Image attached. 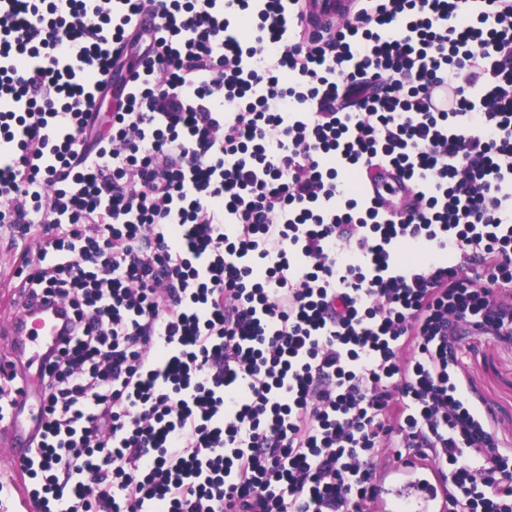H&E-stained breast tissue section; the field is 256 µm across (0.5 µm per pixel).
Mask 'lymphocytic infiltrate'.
<instances>
[{
  "instance_id": "lymphocytic-infiltrate-1",
  "label": "lymphocytic infiltrate",
  "mask_w": 512,
  "mask_h": 512,
  "mask_svg": "<svg viewBox=\"0 0 512 512\" xmlns=\"http://www.w3.org/2000/svg\"><path fill=\"white\" fill-rule=\"evenodd\" d=\"M380 162L418 210L354 189ZM2 234L72 319L36 512H378L394 455L512 512L457 357L512 343V0H357L317 40L303 0H0Z\"/></svg>"
}]
</instances>
